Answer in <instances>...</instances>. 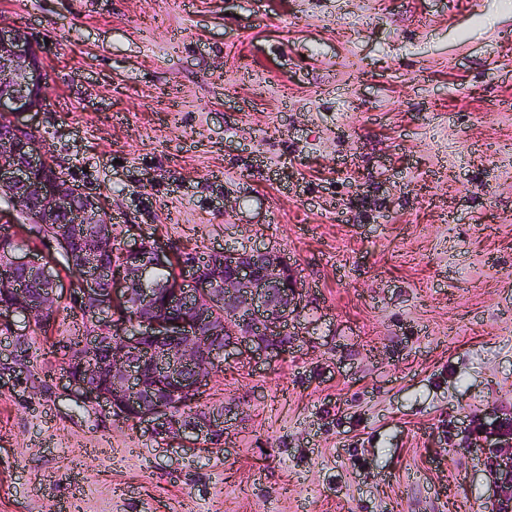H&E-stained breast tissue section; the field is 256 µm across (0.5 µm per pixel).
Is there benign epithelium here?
I'll return each instance as SVG.
<instances>
[{"mask_svg":"<svg viewBox=\"0 0 512 512\" xmlns=\"http://www.w3.org/2000/svg\"><path fill=\"white\" fill-rule=\"evenodd\" d=\"M44 63L25 33L0 26V198L28 224H80L90 235H53L75 275L83 309L102 330L68 346L67 388L144 426L159 438L206 452L224 441V406H200L215 367L233 355L278 358L295 341L289 316L300 287L278 251L245 248L224 260L183 258L176 278L151 283L170 259L142 236L124 241L120 261L107 263L112 222L100 201L56 176L43 140L15 121L43 110ZM21 274L0 303V330L23 339L58 302L57 275L43 256L17 244L0 249V266ZM113 326L119 336L103 330Z\"/></svg>","mask_w":512,"mask_h":512,"instance_id":"benign-epithelium-1","label":"benign epithelium"}]
</instances>
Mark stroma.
I'll return each mask as SVG.
<instances>
[{
	"mask_svg": "<svg viewBox=\"0 0 512 512\" xmlns=\"http://www.w3.org/2000/svg\"><path fill=\"white\" fill-rule=\"evenodd\" d=\"M55 104L26 112L115 243L273 248L288 355L215 368L222 446L62 381L80 285L0 370V512H479L473 422L512 418V0H0Z\"/></svg>",
	"mask_w": 512,
	"mask_h": 512,
	"instance_id": "stroma-1",
	"label": "stroma"
}]
</instances>
